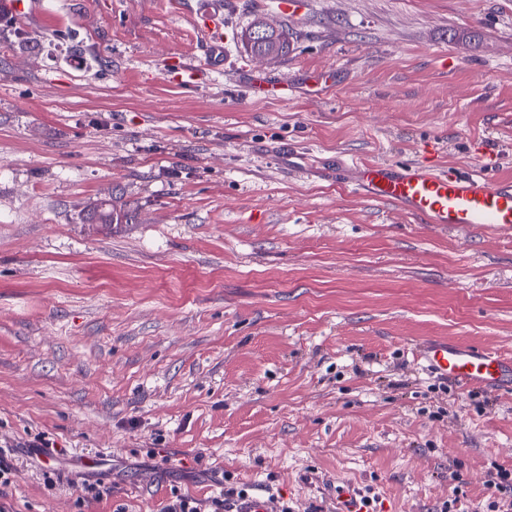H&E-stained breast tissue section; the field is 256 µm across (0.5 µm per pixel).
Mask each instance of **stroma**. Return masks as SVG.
Returning <instances> with one entry per match:
<instances>
[{
	"label": "stroma",
	"instance_id": "35a3bbf8",
	"mask_svg": "<svg viewBox=\"0 0 512 512\" xmlns=\"http://www.w3.org/2000/svg\"><path fill=\"white\" fill-rule=\"evenodd\" d=\"M5 2L0 512L176 492L209 512L229 489L330 512L341 479L377 512H482L512 392L419 351L512 357V242L369 199L336 163L485 156L512 180V0ZM257 16L292 33L282 60L245 51ZM102 199L132 222L87 223ZM422 358L429 366L462 385L477 383L495 390L511 379L512 359L489 349L457 342L429 343Z\"/></svg>",
	"mask_w": 512,
	"mask_h": 512
}]
</instances>
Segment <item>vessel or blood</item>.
Returning a JSON list of instances; mask_svg holds the SVG:
<instances>
[{"instance_id":"vessel-or-blood-1","label":"vessel or blood","mask_w":512,"mask_h":512,"mask_svg":"<svg viewBox=\"0 0 512 512\" xmlns=\"http://www.w3.org/2000/svg\"><path fill=\"white\" fill-rule=\"evenodd\" d=\"M359 190L371 199L398 206L427 223L490 231L512 239V182L488 171L459 173L438 166L400 168L385 162H356ZM430 367L462 385L500 388L512 380V359L489 349L457 342L431 343L422 353ZM231 512H279L266 493L236 500ZM334 512H367L360 489L351 482L336 484Z\"/></svg>"}]
</instances>
